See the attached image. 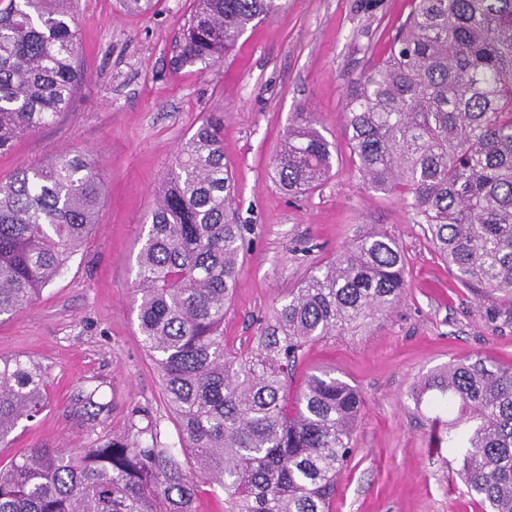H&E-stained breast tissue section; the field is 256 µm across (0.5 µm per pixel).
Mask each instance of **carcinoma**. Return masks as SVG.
Segmentation results:
<instances>
[{"label": "carcinoma", "mask_w": 512, "mask_h": 512, "mask_svg": "<svg viewBox=\"0 0 512 512\" xmlns=\"http://www.w3.org/2000/svg\"><path fill=\"white\" fill-rule=\"evenodd\" d=\"M288 0H191L180 66H209ZM69 0L0 8V153L70 108L77 88ZM364 184L396 194L457 279L512 301V0H412L387 56L351 82L344 107ZM338 156L305 112L273 161L291 193L321 187ZM100 174L64 153L0 180V318L29 307L96 224ZM224 124L203 119L154 192L133 304L181 448L160 425L74 451L41 445L0 467V512H194L200 487L224 512H331L363 400L334 369L294 384L311 345L395 305L406 257L388 229L349 240L288 290L247 348L224 340L245 233ZM431 437L459 461L482 512H512V366L453 360L414 384ZM46 405L43 368L0 358V447ZM192 466L197 480L185 473Z\"/></svg>", "instance_id": "obj_1"}]
</instances>
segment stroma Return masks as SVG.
<instances>
[{
    "mask_svg": "<svg viewBox=\"0 0 512 512\" xmlns=\"http://www.w3.org/2000/svg\"><path fill=\"white\" fill-rule=\"evenodd\" d=\"M190 3L158 0L150 13L131 14L117 0H73L80 79L71 108L0 154L3 180L79 151L105 183L85 244L31 307L0 320V357L38 362L48 387L45 410L19 422L0 461L42 444L93 448L150 417L161 425V442L178 447L141 344L131 283L155 189L201 119L218 113L234 208L252 227L224 321L228 342L251 343L288 289L359 230L390 229L405 251L399 302L364 327L313 344L299 367L336 368L364 399L332 512H481L458 461L433 446L427 414L408 394L452 360L479 354L512 365V306L461 285L399 198L362 183L343 125L351 81L387 52L411 0H288L226 57L179 68ZM299 112L313 114L338 147L331 176L303 196L286 193L272 165Z\"/></svg>",
    "mask_w": 512,
    "mask_h": 512,
    "instance_id": "obj_1",
    "label": "stroma"
}]
</instances>
